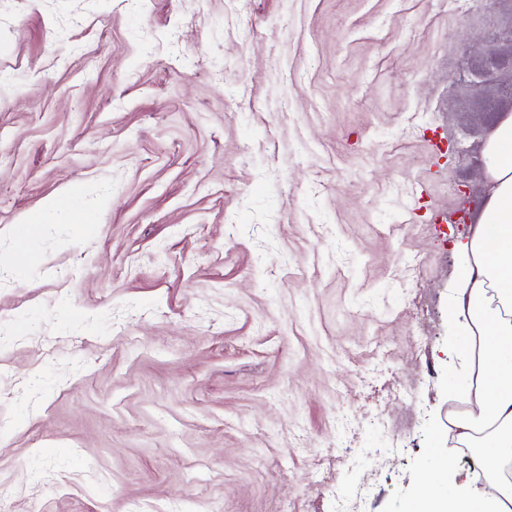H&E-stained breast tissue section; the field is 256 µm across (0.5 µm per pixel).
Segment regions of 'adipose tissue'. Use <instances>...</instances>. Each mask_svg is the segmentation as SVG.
<instances>
[{"mask_svg":"<svg viewBox=\"0 0 512 512\" xmlns=\"http://www.w3.org/2000/svg\"><path fill=\"white\" fill-rule=\"evenodd\" d=\"M483 158L489 195L457 247L448 305L455 361L447 394L457 413L440 435L449 447L473 449L474 467L461 483L429 453L407 512H512V114L488 137Z\"/></svg>","mask_w":512,"mask_h":512,"instance_id":"1","label":"adipose tissue"}]
</instances>
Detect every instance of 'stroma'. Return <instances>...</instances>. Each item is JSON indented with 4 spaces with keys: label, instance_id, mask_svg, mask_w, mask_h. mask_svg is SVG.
Masks as SVG:
<instances>
[{
    "label": "stroma",
    "instance_id": "35a3bbf8",
    "mask_svg": "<svg viewBox=\"0 0 512 512\" xmlns=\"http://www.w3.org/2000/svg\"><path fill=\"white\" fill-rule=\"evenodd\" d=\"M506 112L512 0H0V512H405L427 453L466 474L453 245Z\"/></svg>",
    "mask_w": 512,
    "mask_h": 512
}]
</instances>
